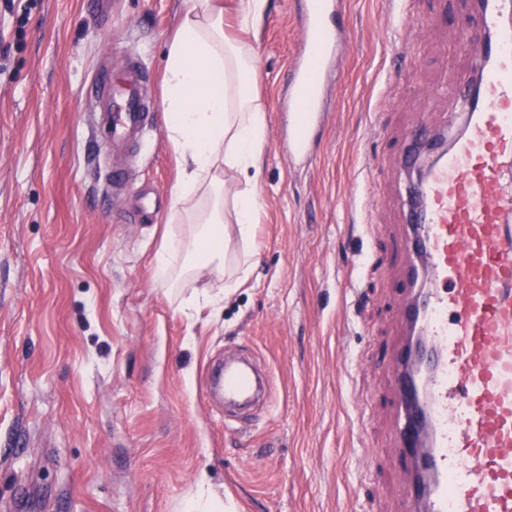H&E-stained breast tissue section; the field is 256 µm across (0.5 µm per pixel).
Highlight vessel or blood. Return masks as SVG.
<instances>
[{
  "label": "vessel or blood",
  "mask_w": 512,
  "mask_h": 512,
  "mask_svg": "<svg viewBox=\"0 0 512 512\" xmlns=\"http://www.w3.org/2000/svg\"><path fill=\"white\" fill-rule=\"evenodd\" d=\"M303 41L286 73L288 153L310 154L319 91L342 40L329 18L339 0H297ZM459 50L476 76L455 90L464 130L426 177L412 184L404 251L413 296L399 315L422 344L399 345L389 366L399 392L394 443L413 478L401 512H512V0H481L477 21L460 20ZM94 123L112 145L103 191L125 196L133 159L156 124L150 77L137 58L94 81ZM267 385L249 361L224 368V399L246 406Z\"/></svg>",
  "instance_id": "1"
}]
</instances>
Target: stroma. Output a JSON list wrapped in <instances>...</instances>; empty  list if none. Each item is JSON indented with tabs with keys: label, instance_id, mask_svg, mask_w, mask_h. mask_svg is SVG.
Returning <instances> with one entry per match:
<instances>
[{
	"label": "stroma",
	"instance_id": "35a3bbf8",
	"mask_svg": "<svg viewBox=\"0 0 512 512\" xmlns=\"http://www.w3.org/2000/svg\"><path fill=\"white\" fill-rule=\"evenodd\" d=\"M187 0H121L108 25L83 0H36L0 55V512H178L199 476L237 512H398L408 477L393 449L384 367L407 331L397 313L410 187L400 148L426 120L454 136L471 72L456 17L475 0H348L311 157L286 148L294 0H268L253 30L224 0V31L259 61L266 116L253 238L227 265L248 278L220 308L186 309L200 276L168 289L154 259L178 170L158 120L137 184L149 222L98 209L94 77L140 57L162 94L168 39ZM269 370L245 422L207 393L211 364Z\"/></svg>",
	"mask_w": 512,
	"mask_h": 512
}]
</instances>
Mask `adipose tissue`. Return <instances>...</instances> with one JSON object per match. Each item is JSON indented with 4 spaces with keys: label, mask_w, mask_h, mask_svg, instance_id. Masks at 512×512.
Masks as SVG:
<instances>
[{
    "label": "adipose tissue",
    "mask_w": 512,
    "mask_h": 512,
    "mask_svg": "<svg viewBox=\"0 0 512 512\" xmlns=\"http://www.w3.org/2000/svg\"><path fill=\"white\" fill-rule=\"evenodd\" d=\"M258 59L224 33L222 0H188L166 45L162 109L178 179L171 195L170 221L187 222L190 233L168 234L156 257L155 277L168 284L193 273L214 276L218 293L183 298L186 308L219 307L243 282L227 272L224 248L230 235H252L266 117L256 103ZM246 182L233 198L234 223L224 220V173Z\"/></svg>",
    "instance_id": "1"
}]
</instances>
